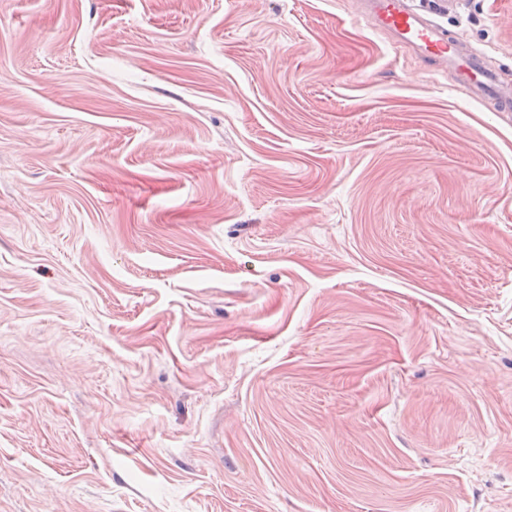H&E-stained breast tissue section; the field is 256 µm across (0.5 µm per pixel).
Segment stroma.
Here are the masks:
<instances>
[{"instance_id": "obj_1", "label": "stroma", "mask_w": 512, "mask_h": 512, "mask_svg": "<svg viewBox=\"0 0 512 512\" xmlns=\"http://www.w3.org/2000/svg\"><path fill=\"white\" fill-rule=\"evenodd\" d=\"M0 512H512V111L352 0H0Z\"/></svg>"}]
</instances>
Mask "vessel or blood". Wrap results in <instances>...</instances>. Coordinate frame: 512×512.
<instances>
[{"mask_svg":"<svg viewBox=\"0 0 512 512\" xmlns=\"http://www.w3.org/2000/svg\"><path fill=\"white\" fill-rule=\"evenodd\" d=\"M358 8L372 28L393 36L401 48L452 69L473 96L491 98L512 109V86L501 84L465 40L448 37L431 11L415 7L412 0H358Z\"/></svg>","mask_w":512,"mask_h":512,"instance_id":"1","label":"vessel or blood"}]
</instances>
